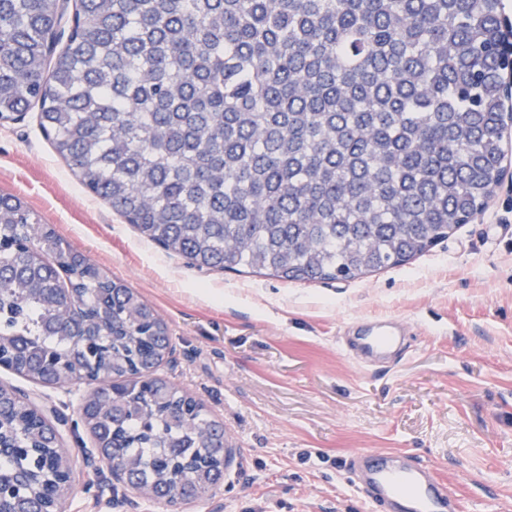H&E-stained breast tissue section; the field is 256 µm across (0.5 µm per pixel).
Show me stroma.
I'll return each mask as SVG.
<instances>
[{"mask_svg": "<svg viewBox=\"0 0 512 512\" xmlns=\"http://www.w3.org/2000/svg\"><path fill=\"white\" fill-rule=\"evenodd\" d=\"M503 176L470 223L409 263L348 282L201 270L146 241L83 190L36 111L0 125V194L20 196L74 251L134 288L167 324L157 368L238 448L196 512H372L343 470L356 450L432 463L461 512H512V127ZM392 319L407 353L352 360L346 328ZM0 384L78 420L87 383ZM64 512H126L101 462L75 469Z\"/></svg>", "mask_w": 512, "mask_h": 512, "instance_id": "obj_1", "label": "stroma"}]
</instances>
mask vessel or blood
<instances>
[{"mask_svg": "<svg viewBox=\"0 0 512 512\" xmlns=\"http://www.w3.org/2000/svg\"><path fill=\"white\" fill-rule=\"evenodd\" d=\"M348 352L361 363L397 355L396 322H373L369 330L353 338ZM344 470L374 512H459L456 495L430 463L403 460L392 453L373 455L361 449L347 458Z\"/></svg>", "mask_w": 512, "mask_h": 512, "instance_id": "b4317fda", "label": "vessel or blood"}]
</instances>
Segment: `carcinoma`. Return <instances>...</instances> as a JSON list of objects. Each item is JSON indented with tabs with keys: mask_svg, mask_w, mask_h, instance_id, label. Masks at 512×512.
Instances as JSON below:
<instances>
[{
	"mask_svg": "<svg viewBox=\"0 0 512 512\" xmlns=\"http://www.w3.org/2000/svg\"><path fill=\"white\" fill-rule=\"evenodd\" d=\"M499 0H0V119L38 125L78 184L198 268L351 281L448 239L499 184ZM166 325L0 194V352L99 381L88 428L156 495L220 483L224 426L155 376ZM52 428L0 387V483ZM55 489L4 499L41 512Z\"/></svg>",
	"mask_w": 512,
	"mask_h": 512,
	"instance_id": "1",
	"label": "carcinoma"
}]
</instances>
